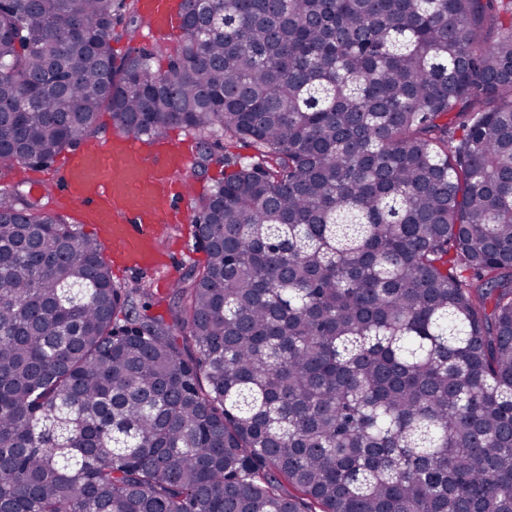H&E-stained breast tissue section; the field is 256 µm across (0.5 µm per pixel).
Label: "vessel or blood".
<instances>
[{
  "label": "vessel or blood",
  "mask_w": 512,
  "mask_h": 512,
  "mask_svg": "<svg viewBox=\"0 0 512 512\" xmlns=\"http://www.w3.org/2000/svg\"><path fill=\"white\" fill-rule=\"evenodd\" d=\"M155 28L172 33L180 24L178 0H140ZM155 155L143 142L119 132L65 155L50 176L30 177L34 190L51 192L58 212H76L112 247V260L158 270L165 258L160 242L178 215L185 184L178 172L188 154L173 140L157 141Z\"/></svg>",
  "instance_id": "vessel-or-blood-1"
}]
</instances>
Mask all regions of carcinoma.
I'll list each match as a JSON object with an SVG mask.
<instances>
[{
  "mask_svg": "<svg viewBox=\"0 0 512 512\" xmlns=\"http://www.w3.org/2000/svg\"><path fill=\"white\" fill-rule=\"evenodd\" d=\"M0 0V167L103 111L253 146L174 326L0 186V512H512V0ZM180 4L175 0H141V10L152 20L155 28L162 32L173 33L180 24ZM178 32L173 35L153 34L150 23H142L132 36H120L112 40V48L117 57H122L133 49L154 50L161 46L163 53L156 58L155 64L165 66L170 55H174L178 47Z\"/></svg>",
  "mask_w": 512,
  "mask_h": 512,
  "instance_id": "carcinoma-1",
  "label": "carcinoma"
}]
</instances>
